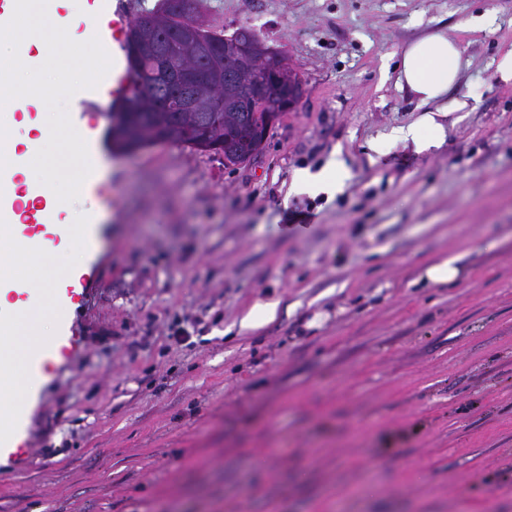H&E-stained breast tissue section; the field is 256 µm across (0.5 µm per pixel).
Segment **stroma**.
I'll return each mask as SVG.
<instances>
[{
	"instance_id": "obj_1",
	"label": "stroma",
	"mask_w": 512,
	"mask_h": 512,
	"mask_svg": "<svg viewBox=\"0 0 512 512\" xmlns=\"http://www.w3.org/2000/svg\"><path fill=\"white\" fill-rule=\"evenodd\" d=\"M253 27L305 89L234 168L173 145L109 144L111 99L84 80L42 108L90 118L104 184L89 293L31 419L40 465L0 460V512H512V0H204ZM489 13L490 27L465 28ZM470 66L443 148L366 145L413 121L400 51L432 31ZM345 162L341 191L293 186ZM310 209L312 219L292 222ZM464 254L452 288L423 268ZM278 302L275 321L242 317ZM190 334L172 343V327Z\"/></svg>"
}]
</instances>
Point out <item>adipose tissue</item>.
I'll use <instances>...</instances> for the list:
<instances>
[{
  "instance_id": "obj_1",
  "label": "adipose tissue",
  "mask_w": 512,
  "mask_h": 512,
  "mask_svg": "<svg viewBox=\"0 0 512 512\" xmlns=\"http://www.w3.org/2000/svg\"><path fill=\"white\" fill-rule=\"evenodd\" d=\"M65 16L51 14L42 0H18L13 8L7 34L0 35V57L12 56L15 44L33 46L45 55L49 44L73 43L77 27L86 20L84 0H66ZM468 62L464 60L456 39L435 31L407 45L395 67L400 87L417 100L419 115L409 124L394 128L390 138L412 143L418 152L440 149L446 140L443 120L469 108L468 101L451 97ZM9 95L16 102L37 96L46 84H55L62 94H73L79 83L64 79L50 67L19 68L11 66ZM10 133L0 139V175L9 181V190L25 186L27 198H34L37 188L51 187L60 204H67L89 176L93 161L83 149L80 135L64 128L59 115L46 112L37 119H9ZM80 226L69 228V239L60 243L39 239V261L21 259L17 243L0 242V263L9 265L16 279L27 288L25 301L12 303L0 293V316L11 318L14 329L8 338H0V362L10 367L13 393L10 403L19 405L30 384L26 358L31 345L49 341L52 336L53 311L49 305L55 286L49 269L57 261L80 265L81 253L75 244Z\"/></svg>"
}]
</instances>
